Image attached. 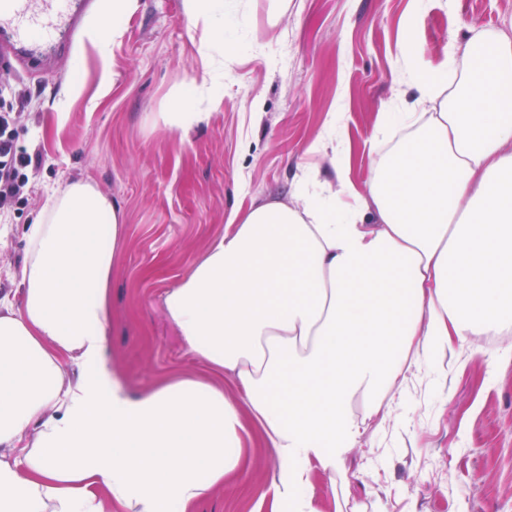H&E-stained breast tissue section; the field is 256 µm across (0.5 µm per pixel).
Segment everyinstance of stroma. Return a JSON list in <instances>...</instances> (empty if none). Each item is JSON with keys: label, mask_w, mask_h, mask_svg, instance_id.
<instances>
[{"label": "stroma", "mask_w": 512, "mask_h": 512, "mask_svg": "<svg viewBox=\"0 0 512 512\" xmlns=\"http://www.w3.org/2000/svg\"><path fill=\"white\" fill-rule=\"evenodd\" d=\"M427 18L413 68L437 66L462 24L512 29V0H224L236 24L223 43L203 38L184 0H138L122 34L78 37L68 56L23 74L0 61V102L18 111V150L40 166L0 209V295L19 299L25 231L55 192L83 182L122 210L109 297L108 359L129 392L180 373L210 379L166 317V292L224 233L233 213L291 204L310 164L306 147L339 113L341 160L357 191L374 163L365 148L380 113L401 111L417 88L399 55L411 14ZM206 83L189 132L164 114L187 84ZM248 475L225 483L197 512H270L274 461L246 424ZM320 512H512V327L474 336L468 350L423 361L390 414L316 484Z\"/></svg>", "instance_id": "obj_1"}]
</instances>
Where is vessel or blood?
<instances>
[{"instance_id":"b4317fda","label":"vessel or blood","mask_w":512,"mask_h":512,"mask_svg":"<svg viewBox=\"0 0 512 512\" xmlns=\"http://www.w3.org/2000/svg\"><path fill=\"white\" fill-rule=\"evenodd\" d=\"M79 23L77 0H0V55L36 68L68 52Z\"/></svg>"}]
</instances>
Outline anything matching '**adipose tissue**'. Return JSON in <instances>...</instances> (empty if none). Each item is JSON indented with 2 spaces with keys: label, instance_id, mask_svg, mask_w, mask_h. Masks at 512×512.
<instances>
[{
  "label": "adipose tissue",
  "instance_id": "1",
  "mask_svg": "<svg viewBox=\"0 0 512 512\" xmlns=\"http://www.w3.org/2000/svg\"><path fill=\"white\" fill-rule=\"evenodd\" d=\"M467 66L449 83L456 58ZM382 116L367 195L314 169L252 207L165 295L211 377L128 393L107 357L118 206L71 184L26 228L21 300L0 297V512H196L246 471V421L276 463L271 512H318L400 377L512 325V37L468 24ZM235 397H227L223 381Z\"/></svg>",
  "mask_w": 512,
  "mask_h": 512
}]
</instances>
